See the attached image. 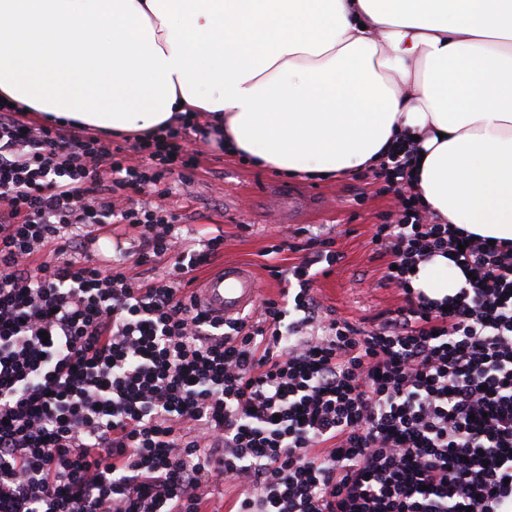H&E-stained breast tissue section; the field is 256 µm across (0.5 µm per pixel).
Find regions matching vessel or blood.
<instances>
[{
	"label": "vessel or blood",
	"mask_w": 512,
	"mask_h": 512,
	"mask_svg": "<svg viewBox=\"0 0 512 512\" xmlns=\"http://www.w3.org/2000/svg\"><path fill=\"white\" fill-rule=\"evenodd\" d=\"M323 199L304 204L300 198L289 196L287 205L278 206L277 221L281 224H300L310 211L321 208ZM202 309L211 316L230 320L255 305L258 288L254 270L243 263L228 262L211 271L199 284L197 294Z\"/></svg>",
	"instance_id": "vessel-or-blood-1"
}]
</instances>
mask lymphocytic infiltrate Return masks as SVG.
Segmentation results:
<instances>
[{
	"mask_svg": "<svg viewBox=\"0 0 512 512\" xmlns=\"http://www.w3.org/2000/svg\"><path fill=\"white\" fill-rule=\"evenodd\" d=\"M189 144L109 149L0 102V512H213L211 488L227 512H512V248L429 209L407 138L371 238L405 307L323 315L320 231L278 298L214 319L190 288L223 232L152 201ZM437 255L468 275L440 300L412 286Z\"/></svg>",
	"mask_w": 512,
	"mask_h": 512,
	"instance_id": "obj_1",
	"label": "lymphocytic infiltrate"
}]
</instances>
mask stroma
Wrapping results in <instances>:
<instances>
[{"label":"stroma","instance_id":"obj_1","mask_svg":"<svg viewBox=\"0 0 512 512\" xmlns=\"http://www.w3.org/2000/svg\"><path fill=\"white\" fill-rule=\"evenodd\" d=\"M191 146L199 152L197 169L186 178L170 175L173 193L161 204L178 213L193 231L223 229L224 246L213 256V265L247 263L257 273L261 296L277 297L282 284L270 275L268 266L299 263L303 257L299 246L305 238L299 225L277 223L270 190L300 186L327 197L324 213L314 216L308 228H331L335 248L342 254L330 274L315 283L324 307L357 321L403 306L401 292L382 280L386 258L375 254L369 244L374 225L396 207L395 197L380 193L378 182L353 173L336 178L292 177L225 154L208 140H193ZM275 244L282 245V253L267 257L266 249Z\"/></svg>","mask_w":512,"mask_h":512}]
</instances>
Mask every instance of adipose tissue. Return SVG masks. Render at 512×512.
Masks as SVG:
<instances>
[{
    "instance_id": "1",
    "label": "adipose tissue",
    "mask_w": 512,
    "mask_h": 512,
    "mask_svg": "<svg viewBox=\"0 0 512 512\" xmlns=\"http://www.w3.org/2000/svg\"><path fill=\"white\" fill-rule=\"evenodd\" d=\"M1 98L139 140L203 121L312 176L415 135L430 209L512 246V0H0ZM465 282L438 255L412 286Z\"/></svg>"
}]
</instances>
